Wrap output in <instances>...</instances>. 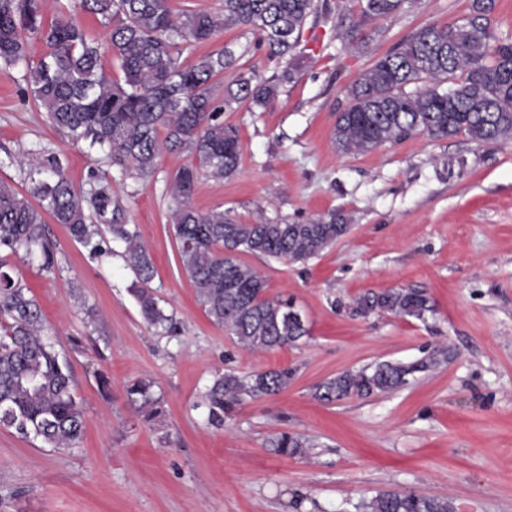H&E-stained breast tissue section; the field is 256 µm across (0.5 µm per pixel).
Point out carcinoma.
<instances>
[{"label": "carcinoma", "mask_w": 512, "mask_h": 512, "mask_svg": "<svg viewBox=\"0 0 512 512\" xmlns=\"http://www.w3.org/2000/svg\"><path fill=\"white\" fill-rule=\"evenodd\" d=\"M408 0H365L363 20H390ZM44 0H0V63L27 61L29 42L44 53L27 65L30 92L49 124L72 141H87L105 151L112 164L149 177L161 148L190 153L195 163L171 179L177 205L170 219L183 270L197 289L209 317L250 351L297 345L309 329L289 299L266 296V280L240 256L304 263L320 255L348 230L349 219L336 211L301 223L277 220L242 224L220 209L201 211L190 201L200 172L222 179L238 170L239 131L224 124V113L243 105L262 106L278 84L252 71L238 70L223 85L224 70L237 66L242 53L226 43L196 63L181 61L184 51L212 40L224 29L246 28L269 53L287 60L281 80L291 82L307 64L299 50L307 19L330 13L329 0H223L218 13L175 15L168 0H69L46 21ZM495 0H472L470 15L457 25L431 24L378 57L346 87L349 105L332 130L337 148L366 153L414 134L434 139L466 135L479 144L512 139V43L497 41L489 15ZM97 18L106 28L104 43L91 39L77 13ZM370 36L355 26L341 44L355 51L369 47ZM110 53L123 81L102 67ZM27 193L0 180V427L50 448L67 450L82 439L85 417L77 400L70 363L42 334L41 313L28 288L11 275L7 257L40 253L41 269L56 262L45 217L64 225L77 242L102 235L96 221L120 215L109 186L86 195L64 176L56 156L30 171ZM126 244L124 259L140 282L153 276V260L124 224L109 225ZM143 319L170 329L172 316L148 289H132ZM353 313L382 311L423 320L434 312L430 298L412 288L367 291L354 300ZM382 361L342 372L316 387L324 403L392 392L408 377L427 369ZM291 367L228 373L214 380L206 399L209 420L224 422V411L245 398L276 395L294 379ZM128 400L150 420L161 411L153 382L138 380L126 389ZM308 442L288 433L272 441L281 456L303 452ZM363 512H455L445 498L382 492L358 505Z\"/></svg>", "instance_id": "carcinoma-1"}]
</instances>
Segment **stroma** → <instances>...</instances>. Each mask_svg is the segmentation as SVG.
<instances>
[{
  "instance_id": "stroma-1",
  "label": "stroma",
  "mask_w": 512,
  "mask_h": 512,
  "mask_svg": "<svg viewBox=\"0 0 512 512\" xmlns=\"http://www.w3.org/2000/svg\"><path fill=\"white\" fill-rule=\"evenodd\" d=\"M330 3L328 20L305 27L311 66L264 106L225 113L243 144L237 172L200 176L191 198L247 224L333 210L350 220L305 263L243 255L265 277L267 296L292 299L310 331L296 346L260 354L212 321L182 269L170 181L192 156L162 151L145 180L124 172L48 123L26 65L0 63V179L27 191L14 157L35 165L53 154L75 188L110 185L152 255L149 287L174 319L166 334L143 320L125 245L112 237L97 253L51 222L54 271H42L34 254L13 258L72 366L85 432L62 451L0 427V512H355L385 491L447 498L456 512H512V140L418 134L355 154L331 138L360 72L426 25L462 22L471 0H408L396 18L367 23L361 0ZM359 24L374 32L368 51H342L340 35ZM229 42L244 49L239 68L260 78L285 68L241 28L182 59L195 63ZM399 287L424 291L434 313L349 309L365 291ZM423 359L429 367L394 392L332 404L314 397L339 373ZM285 366L296 370L287 389L243 400L223 425L209 422L204 394L214 379ZM137 379L153 381L163 399L153 420L127 400ZM283 433L308 439L306 455L275 453L271 442Z\"/></svg>"
}]
</instances>
